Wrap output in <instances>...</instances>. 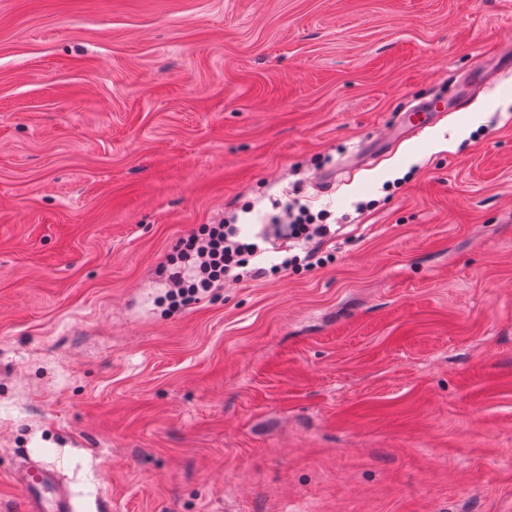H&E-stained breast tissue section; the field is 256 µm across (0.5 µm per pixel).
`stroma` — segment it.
Returning a JSON list of instances; mask_svg holds the SVG:
<instances>
[{"label": "stroma", "mask_w": 512, "mask_h": 512, "mask_svg": "<svg viewBox=\"0 0 512 512\" xmlns=\"http://www.w3.org/2000/svg\"><path fill=\"white\" fill-rule=\"evenodd\" d=\"M510 44L512 0H0V512L30 453L76 512H512V71L376 141ZM285 193L331 260L173 309L176 242ZM446 111L447 108L439 110L436 102H421L404 113L407 117V121L403 122L402 124L408 129L417 127L416 130H421L431 126L434 123V121L437 119V116L434 115L439 112ZM412 117H415L416 121H413L411 119Z\"/></svg>", "instance_id": "1"}]
</instances>
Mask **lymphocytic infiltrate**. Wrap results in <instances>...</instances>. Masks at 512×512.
<instances>
[{"label": "lymphocytic infiltrate", "instance_id": "f902f5d3", "mask_svg": "<svg viewBox=\"0 0 512 512\" xmlns=\"http://www.w3.org/2000/svg\"><path fill=\"white\" fill-rule=\"evenodd\" d=\"M330 212L312 211L309 205H286L279 224L243 237L234 217L220 224H202L181 238L166 266L174 307L200 302L213 289L244 279L259 280L269 276V269L259 263L260 257L280 244L289 253L281 269L305 265H323L321 245L333 236Z\"/></svg>", "mask_w": 512, "mask_h": 512}]
</instances>
